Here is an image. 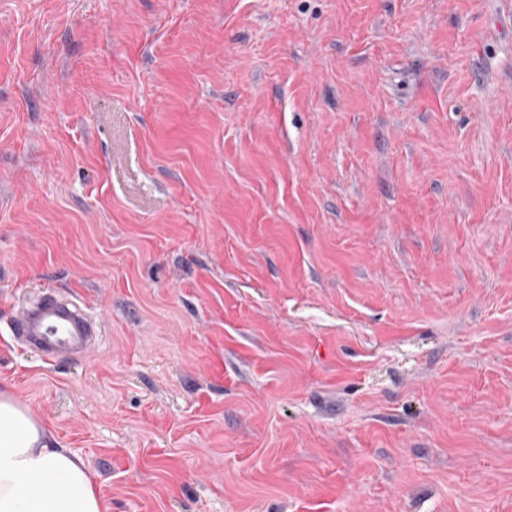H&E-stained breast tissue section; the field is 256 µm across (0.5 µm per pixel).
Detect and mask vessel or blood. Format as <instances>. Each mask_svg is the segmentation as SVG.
I'll use <instances>...</instances> for the list:
<instances>
[{
	"mask_svg": "<svg viewBox=\"0 0 512 512\" xmlns=\"http://www.w3.org/2000/svg\"><path fill=\"white\" fill-rule=\"evenodd\" d=\"M9 334L45 364L56 365L84 357L98 343L101 326L75 297L51 290L20 307Z\"/></svg>",
	"mask_w": 512,
	"mask_h": 512,
	"instance_id": "b4317fda",
	"label": "vessel or blood"
}]
</instances>
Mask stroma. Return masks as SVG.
<instances>
[{
    "label": "stroma",
    "mask_w": 512,
    "mask_h": 512,
    "mask_svg": "<svg viewBox=\"0 0 512 512\" xmlns=\"http://www.w3.org/2000/svg\"><path fill=\"white\" fill-rule=\"evenodd\" d=\"M0 390L105 512H512V0H0ZM9 335L45 364L57 365L84 357L98 343L101 326L72 294L66 297L51 290L20 307L9 325Z\"/></svg>",
    "instance_id": "35a3bbf8"
}]
</instances>
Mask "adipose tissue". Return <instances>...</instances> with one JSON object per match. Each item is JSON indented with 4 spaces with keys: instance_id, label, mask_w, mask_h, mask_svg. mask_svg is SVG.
<instances>
[{
    "instance_id": "1",
    "label": "adipose tissue",
    "mask_w": 512,
    "mask_h": 512,
    "mask_svg": "<svg viewBox=\"0 0 512 512\" xmlns=\"http://www.w3.org/2000/svg\"><path fill=\"white\" fill-rule=\"evenodd\" d=\"M0 512H103L81 456L55 447L32 411L0 392Z\"/></svg>"
}]
</instances>
